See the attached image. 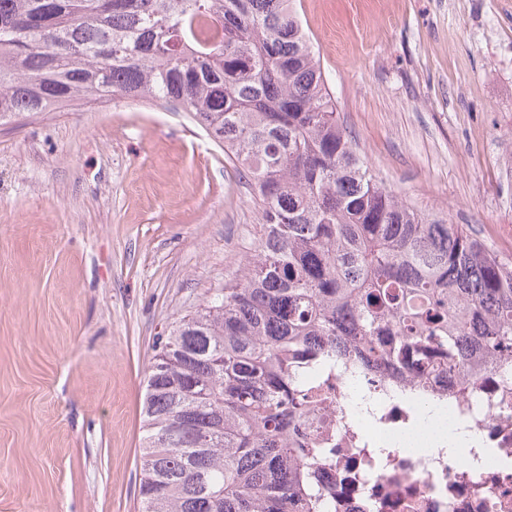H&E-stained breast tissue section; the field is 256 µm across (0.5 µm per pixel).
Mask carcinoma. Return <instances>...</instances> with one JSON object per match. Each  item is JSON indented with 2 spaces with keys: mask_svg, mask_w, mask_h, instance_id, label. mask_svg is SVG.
Masks as SVG:
<instances>
[{
  "mask_svg": "<svg viewBox=\"0 0 512 512\" xmlns=\"http://www.w3.org/2000/svg\"><path fill=\"white\" fill-rule=\"evenodd\" d=\"M113 97L193 114L264 229L160 337L142 512H313L296 376L338 355L396 378L512 360V259L377 179L292 0H0V119Z\"/></svg>",
  "mask_w": 512,
  "mask_h": 512,
  "instance_id": "1",
  "label": "carcinoma"
}]
</instances>
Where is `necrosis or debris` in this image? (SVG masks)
<instances>
[{"label":"necrosis or debris","instance_id":"1","mask_svg":"<svg viewBox=\"0 0 512 512\" xmlns=\"http://www.w3.org/2000/svg\"><path fill=\"white\" fill-rule=\"evenodd\" d=\"M322 388L311 429L329 442L313 465L325 512H512V369L478 364L472 376L426 383L376 377L345 359L308 381ZM476 433L481 447L421 453L395 439L416 431L425 407Z\"/></svg>","mask_w":512,"mask_h":512}]
</instances>
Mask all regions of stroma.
I'll list each match as a JSON object with an SVG mask.
<instances>
[{"label": "stroma", "mask_w": 512, "mask_h": 512, "mask_svg": "<svg viewBox=\"0 0 512 512\" xmlns=\"http://www.w3.org/2000/svg\"><path fill=\"white\" fill-rule=\"evenodd\" d=\"M362 158L512 257V0H293ZM263 234L221 144L125 99L0 120V512H140L146 372Z\"/></svg>", "instance_id": "stroma-1"}]
</instances>
